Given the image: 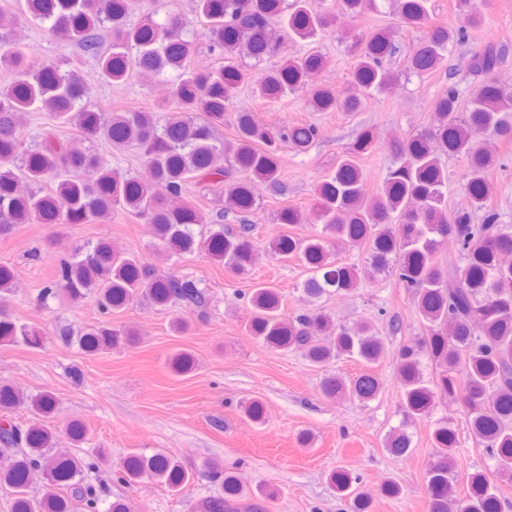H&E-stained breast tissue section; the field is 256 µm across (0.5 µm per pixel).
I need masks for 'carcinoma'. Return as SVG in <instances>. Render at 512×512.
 Instances as JSON below:
<instances>
[{
  "instance_id": "1",
  "label": "carcinoma",
  "mask_w": 512,
  "mask_h": 512,
  "mask_svg": "<svg viewBox=\"0 0 512 512\" xmlns=\"http://www.w3.org/2000/svg\"><path fill=\"white\" fill-rule=\"evenodd\" d=\"M462 25L450 31L430 24L431 0H395L407 27L425 34L409 49L406 69L420 75L436 70L449 47L463 41L467 29L478 28L482 15L475 0H456ZM137 0H21V14L46 25L56 38L72 43L95 60L103 86L126 83L133 73L168 77L170 98L161 105L166 116L124 110L102 112L90 105L94 89L79 71L56 63L36 65L20 47L15 31L0 32V67L12 80L0 87V235L16 224H100L121 210L143 221L160 251L170 258L203 253L224 270L242 276L259 257L247 215L257 208L254 187L281 185V149L306 151L318 136L316 126L268 127L254 113L233 111L240 90L250 85L274 102L290 91H306L314 112H359L367 99L391 85L394 74L386 60L395 53V34L374 31L351 36L356 63L348 86L338 89L319 79L324 66L315 44L336 21V13L360 17L376 8V0H193L194 18L206 26L210 51L221 64L206 69L190 66L198 51L190 33L192 20L170 14L159 22L147 14L128 23ZM109 44L103 46L102 32ZM304 43L309 50L280 65L257 70L241 67L244 56L260 63L279 50L281 40ZM506 48L488 42L473 48L469 72L482 78L459 112L462 92L453 83L431 103L433 123L391 144L398 166L373 195L360 158L380 148L378 134L362 129L353 144L336 158L326 178L314 186L320 233L306 238L280 234L268 252L297 259L310 271L303 294L317 302L327 294L345 295L365 278L393 276L410 290L419 314L421 336L402 345L396 355L401 386L403 427L386 438L395 456L411 451L404 426L429 418L439 401L460 403L470 437L495 462L492 471H462L458 434L446 417L433 422V460L426 470L427 512H504L498 482H512V224H504L492 203L489 174L498 161L493 144L512 142V87L499 84L494 71ZM234 112V138L218 136L224 115ZM47 112L57 124L78 128L80 138L64 140L46 131L33 144L25 142L17 115ZM107 142L115 151L134 146L149 175L123 172L98 153L94 143ZM463 161L460 178L466 199L462 210L448 214V168L443 157ZM216 188L224 207L241 214L243 224L226 228L215 221L196 235L192 226L206 224L203 213L188 201L175 202L187 182ZM163 186L167 195L157 188ZM478 217L481 223H473ZM453 237L463 264L444 265L438 253ZM365 250L364 266L336 258L346 248ZM15 283L9 267L0 265V344L41 346L45 332L16 320L8 309ZM93 296L105 319L83 330L59 332L65 343L77 342L87 355L139 343L133 326L112 324V315L144 302L164 308L180 304L203 318L209 308L207 289L187 275L161 272L138 255L108 240L88 242L60 262L44 298L63 296L72 302ZM245 331L263 345L301 352L314 366L325 368L349 358L367 366L379 361L383 338L367 321L337 324L322 310L285 315L280 290L255 283L248 291ZM177 375L193 371L188 352L170 360ZM381 382L367 369L354 377L328 374L322 390L329 397L375 399ZM53 393L24 394L0 383V486L12 489L14 512H99L101 487L89 482L95 464L76 453L61 452L57 436L35 421H12L25 406L41 418L56 410ZM244 414L256 424L265 421V406L253 400ZM121 467L130 485L157 481L179 492L192 473L176 457L157 451L133 454ZM42 485L31 491L33 474ZM223 479L224 496L198 501L193 512H259L247 496L241 476L215 470ZM465 492L459 494V478ZM336 494L349 500L351 512H371L372 497L360 479L339 467L330 474Z\"/></svg>"
}]
</instances>
